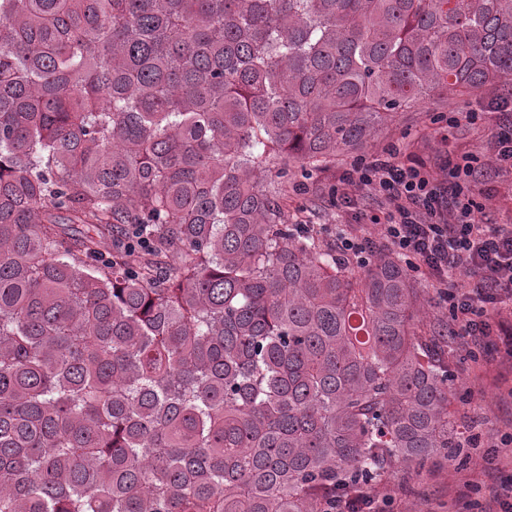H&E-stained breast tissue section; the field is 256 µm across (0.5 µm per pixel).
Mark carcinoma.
<instances>
[{
    "label": "carcinoma",
    "instance_id": "carcinoma-1",
    "mask_svg": "<svg viewBox=\"0 0 512 512\" xmlns=\"http://www.w3.org/2000/svg\"><path fill=\"white\" fill-rule=\"evenodd\" d=\"M512 82V0H0V512H336L468 457L378 246L288 186Z\"/></svg>",
    "mask_w": 512,
    "mask_h": 512
}]
</instances>
